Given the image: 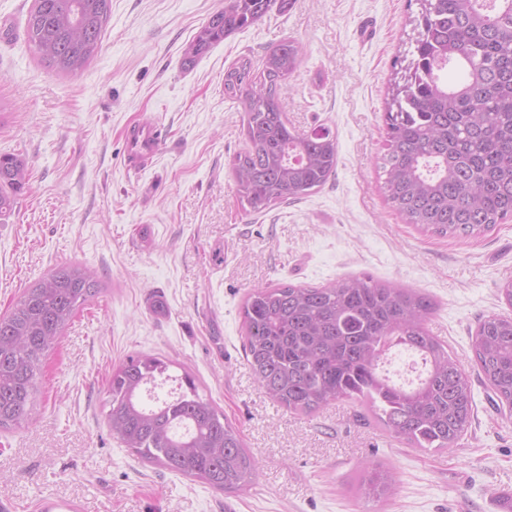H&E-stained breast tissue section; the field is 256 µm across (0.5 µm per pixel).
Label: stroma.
Instances as JSON below:
<instances>
[{"mask_svg": "<svg viewBox=\"0 0 512 512\" xmlns=\"http://www.w3.org/2000/svg\"><path fill=\"white\" fill-rule=\"evenodd\" d=\"M33 0H0V153L22 158L30 187L0 219V315L50 269L90 267L105 288L43 360V408L0 433V512H38L52 497L79 512H499L512 498V415L475 375L479 319L512 316V218L479 237L405 223L385 199L384 103L393 62L414 50L408 0H296L214 46L184 50L224 0H112L101 53L60 75L25 34ZM303 49L283 109L302 131L328 127L335 174L302 200L248 214L230 169L245 147L224 71L274 44ZM154 122L165 141L148 167L125 135ZM368 275L435 305L427 326L473 376L475 419L453 448H411L346 402L311 416L259 387L240 314L254 289L321 286ZM188 367L258 462L253 482L219 493L137 459L112 437L105 387L133 353ZM391 470L381 503L359 499L369 467Z\"/></svg>", "mask_w": 512, "mask_h": 512, "instance_id": "obj_1", "label": "stroma"}]
</instances>
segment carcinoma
Returning <instances> with one entry per match:
<instances>
[{"label":"carcinoma","instance_id":"carcinoma-1","mask_svg":"<svg viewBox=\"0 0 512 512\" xmlns=\"http://www.w3.org/2000/svg\"><path fill=\"white\" fill-rule=\"evenodd\" d=\"M296 0H224L185 49L194 62L215 44ZM111 0H33L27 41L51 70L77 74L102 51ZM415 58L391 87L380 167L388 203L408 224L442 237H476L512 216V0H422ZM302 49L284 39L255 64L224 71V99L243 107L247 147L230 165L247 211L263 215L323 187L335 173L336 138L325 128L301 132L282 107ZM464 70L450 88L441 72ZM31 179L26 163L0 154V217L9 215ZM102 292L85 265L65 263L25 289L0 316V432L39 412L45 354L77 312ZM433 302L409 288L371 277L322 286L257 288L241 307L244 352L260 388L288 411L312 415L333 402L362 409L412 448L454 447L473 419L469 376L432 335ZM419 358L416 379L385 368L391 350ZM470 350L495 406L512 408V317L478 321ZM171 363L130 355L112 370L107 425L143 462L235 492L257 470L238 428L198 392L195 377L169 373ZM174 379L173 399L153 395ZM390 471L364 473L359 495L388 498Z\"/></svg>","mask_w":512,"mask_h":512}]
</instances>
